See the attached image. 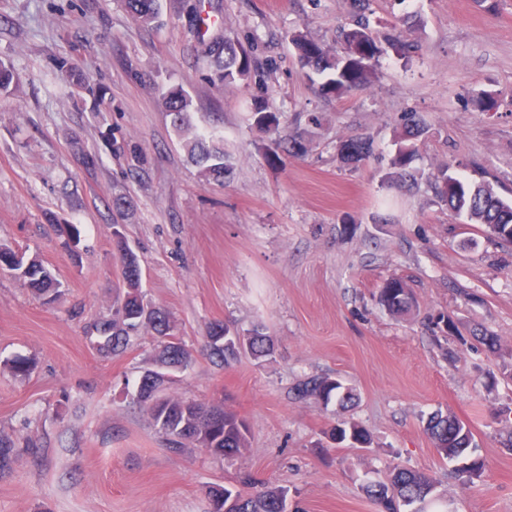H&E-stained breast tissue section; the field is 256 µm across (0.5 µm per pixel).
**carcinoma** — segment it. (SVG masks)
I'll return each mask as SVG.
<instances>
[{
  "label": "carcinoma",
  "instance_id": "carcinoma-1",
  "mask_svg": "<svg viewBox=\"0 0 512 512\" xmlns=\"http://www.w3.org/2000/svg\"><path fill=\"white\" fill-rule=\"evenodd\" d=\"M134 18L144 26L157 22L161 14L160 0H127ZM354 11V28L343 32L342 53H332L319 42L302 34L291 36V42L302 66L307 68L309 80L323 77L320 83L326 95H336L362 87L376 60L382 52L379 46V33L371 23L367 11L370 0H351ZM385 42L397 56L408 58L420 50L417 43L399 35L385 37ZM201 53L209 65L208 80L218 86H227L250 76L253 54L251 49L229 40L215 39L201 42ZM72 81L87 95L97 100L103 93L99 87L83 74L74 72ZM171 125L181 147L188 158L199 168L207 180L220 181L231 169L230 155L224 150V136L215 131L199 133L193 130L191 113L193 103L188 93L173 87L163 94ZM252 116L255 126L267 134H276L279 120L275 113L268 111L265 101L253 104ZM402 132L396 136V151L390 159L393 169L405 170L417 155L415 140L425 133V125L410 112L401 116ZM337 155L347 164L358 166L375 154L374 139L370 136L351 137L340 141L336 146ZM435 195L448 206L455 216L468 224H481L487 229L490 239L501 246L512 245V204L506 203L495 191L492 182L486 179V172H478V178L455 176L443 167L433 174ZM121 255L122 270L128 284L117 311L124 312L128 319L104 322L97 328L100 347L117 353L128 345L130 334L140 327H149L156 336L167 339L160 353V365L173 371L180 370L191 360L189 352L179 342L170 340L171 320L161 308L144 306L139 291L140 261L137 254L123 240L116 242ZM0 267L14 273L34 294L52 301L59 293L60 283L53 270L37 257L18 255L7 246H0ZM377 302L389 313L401 315L416 306V300L408 283L400 277H392L383 284L377 295ZM205 350L212 358L229 362L242 354L254 359L273 354L272 337L257 328L242 337V343L232 339L221 343L209 341ZM298 399L313 398L324 404L336 401L346 405L353 400V394L343 381L331 377H310L295 388ZM154 425L167 438L169 450L180 452L185 448H204L211 454L232 458L247 447L249 425L237 413L222 407H207L174 398L159 397L155 410L149 412ZM426 433L431 438L439 455L450 461L470 457L460 472L468 479L480 475L483 463L475 455L476 445L469 428L451 414L437 413L430 417ZM335 439L351 440L354 444H366L367 435L356 424L338 429ZM434 490V480L426 472L411 468H396L382 481L368 483L364 491L380 508L381 512H400L399 506L409 508V512H425L426 498ZM226 495L235 500L234 512H285L288 489L277 485H263L254 494L225 487L210 491V499Z\"/></svg>",
  "mask_w": 512,
  "mask_h": 512
}]
</instances>
